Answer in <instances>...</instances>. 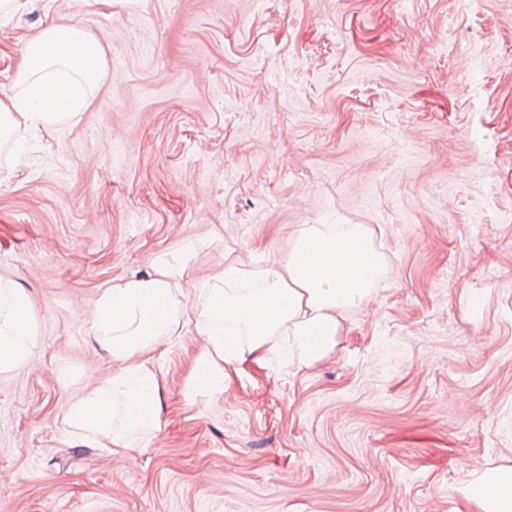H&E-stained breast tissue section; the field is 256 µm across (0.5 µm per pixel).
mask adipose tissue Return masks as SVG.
I'll list each match as a JSON object with an SVG mask.
<instances>
[{
	"instance_id": "obj_1",
	"label": "adipose tissue",
	"mask_w": 512,
	"mask_h": 512,
	"mask_svg": "<svg viewBox=\"0 0 512 512\" xmlns=\"http://www.w3.org/2000/svg\"><path fill=\"white\" fill-rule=\"evenodd\" d=\"M103 61L102 45L79 25L42 28L24 46L12 94L0 99V138L18 125L36 130L78 116L102 84ZM195 249L186 241L159 255L152 274L117 280L98 296L91 330L117 369L107 387L66 409L68 432L91 440L104 434L113 452L141 453L163 410L155 358L176 336L201 339L188 382L194 396L222 395L226 366L283 349L299 367L319 363L335 344L341 311L370 296L382 263L365 225L307 224L286 263L226 264L193 299L185 270ZM35 339L26 296L0 277V372L27 361ZM468 492L485 512H512L511 471L485 475Z\"/></svg>"
}]
</instances>
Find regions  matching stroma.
Here are the masks:
<instances>
[{
	"mask_svg": "<svg viewBox=\"0 0 512 512\" xmlns=\"http://www.w3.org/2000/svg\"><path fill=\"white\" fill-rule=\"evenodd\" d=\"M75 22L97 96L17 129L22 161L0 143V276L37 325L0 374V512H482L467 487L512 469V0H19L0 97ZM307 224L368 225L384 258L324 360L191 399L187 334L136 459L67 434L116 369L104 288L188 239L194 286L283 262Z\"/></svg>",
	"mask_w": 512,
	"mask_h": 512,
	"instance_id": "35a3bbf8",
	"label": "stroma"
}]
</instances>
